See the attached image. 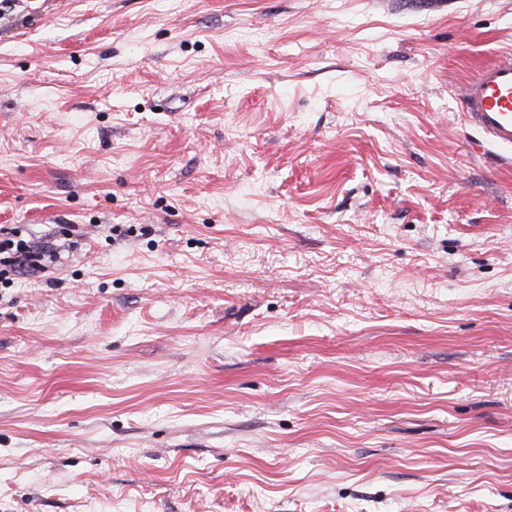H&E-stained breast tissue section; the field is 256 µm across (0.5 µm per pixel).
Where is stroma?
Listing matches in <instances>:
<instances>
[{
    "instance_id": "35a3bbf8",
    "label": "stroma",
    "mask_w": 512,
    "mask_h": 512,
    "mask_svg": "<svg viewBox=\"0 0 512 512\" xmlns=\"http://www.w3.org/2000/svg\"><path fill=\"white\" fill-rule=\"evenodd\" d=\"M512 0H15L0 512H512ZM462 120L484 145L496 148L501 164H512V58L477 69L460 92ZM60 252L52 240L24 239L9 233L4 236L1 232L0 279L13 280L45 273L59 261Z\"/></svg>"
}]
</instances>
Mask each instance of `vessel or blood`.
Instances as JSON below:
<instances>
[{
    "mask_svg": "<svg viewBox=\"0 0 512 512\" xmlns=\"http://www.w3.org/2000/svg\"><path fill=\"white\" fill-rule=\"evenodd\" d=\"M462 120L483 144L496 148V158L512 164V58L480 67L460 92Z\"/></svg>",
    "mask_w": 512,
    "mask_h": 512,
    "instance_id": "vessel-or-blood-1",
    "label": "vessel or blood"
}]
</instances>
